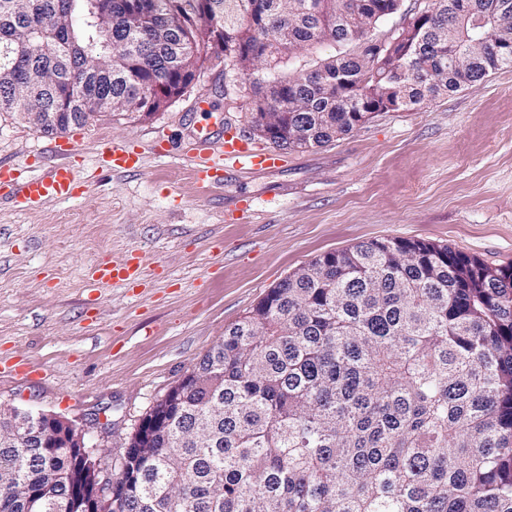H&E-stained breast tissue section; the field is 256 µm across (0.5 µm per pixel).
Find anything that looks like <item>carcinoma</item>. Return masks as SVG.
<instances>
[{
  "label": "carcinoma",
  "instance_id": "obj_1",
  "mask_svg": "<svg viewBox=\"0 0 512 512\" xmlns=\"http://www.w3.org/2000/svg\"><path fill=\"white\" fill-rule=\"evenodd\" d=\"M112 0V29L87 25L93 0H0V114L36 129L143 117L144 86L191 67L212 27L224 56L267 58L278 149H313L368 121L353 104L401 70L405 109H421L504 66L512 44L488 29L465 68L463 12L512 34V0H432L411 52L368 45L401 0ZM355 43L293 77L276 73L304 45ZM150 436L123 451L112 500L97 512H512V267L446 245L371 240L327 252L282 279L157 404ZM0 415V512H73L71 482L96 485L79 433L46 447Z\"/></svg>",
  "mask_w": 512,
  "mask_h": 512
}]
</instances>
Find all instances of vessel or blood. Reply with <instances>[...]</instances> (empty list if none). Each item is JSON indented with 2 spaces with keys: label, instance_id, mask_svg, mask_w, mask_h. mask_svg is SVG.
I'll return each instance as SVG.
<instances>
[{
  "label": "vessel or blood",
  "instance_id": "obj_1",
  "mask_svg": "<svg viewBox=\"0 0 512 512\" xmlns=\"http://www.w3.org/2000/svg\"><path fill=\"white\" fill-rule=\"evenodd\" d=\"M194 162L192 175L197 183L211 185L233 173H264L284 164V157L277 151L257 147L249 143L240 132L228 130L218 141L201 139L194 144L176 148L164 140L154 146L157 155L166 156L174 151ZM56 161L43 175L23 174L14 164L0 165V201L10 200L19 207L33 209L51 200H65L75 197L82 188L77 177L81 166L78 146H63L55 151ZM101 170L108 172H129L139 170L143 165V153L138 146L125 142L103 145L98 151ZM138 278V267L132 261L104 267L94 272L93 285L112 281L134 283Z\"/></svg>",
  "mask_w": 512,
  "mask_h": 512
}]
</instances>
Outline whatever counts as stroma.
Here are the masks:
<instances>
[{
    "label": "stroma",
    "mask_w": 512,
    "mask_h": 512,
    "mask_svg": "<svg viewBox=\"0 0 512 512\" xmlns=\"http://www.w3.org/2000/svg\"><path fill=\"white\" fill-rule=\"evenodd\" d=\"M254 96L223 63L200 61L166 109L79 129V197L0 204V405L73 421L110 475L141 419L225 327L315 257L397 238L512 266V67L206 190L178 156L150 153L156 138L188 142L228 123L261 145ZM55 141L0 116V161L42 173ZM112 141L145 148L142 168L99 171L96 149ZM129 254L141 260L136 287H89L91 268Z\"/></svg>",
    "instance_id": "stroma-1"
}]
</instances>
